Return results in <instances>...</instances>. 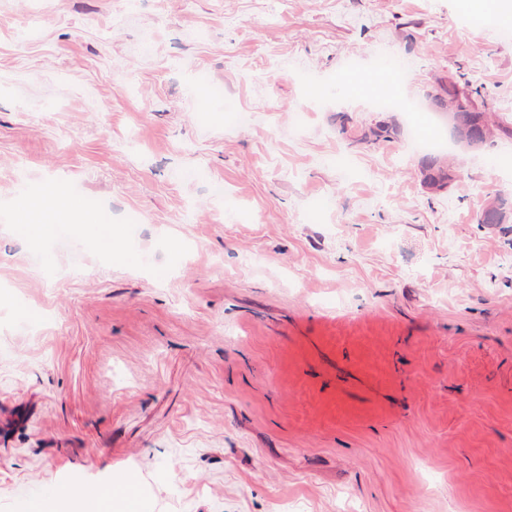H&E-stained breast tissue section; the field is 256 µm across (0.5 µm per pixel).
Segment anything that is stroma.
Listing matches in <instances>:
<instances>
[{
  "label": "stroma",
  "instance_id": "1",
  "mask_svg": "<svg viewBox=\"0 0 512 512\" xmlns=\"http://www.w3.org/2000/svg\"><path fill=\"white\" fill-rule=\"evenodd\" d=\"M493 14L0 0V512L126 473L152 512H512V137L437 193L409 145L459 71L512 121ZM58 185L69 252L16 224Z\"/></svg>",
  "mask_w": 512,
  "mask_h": 512
}]
</instances>
